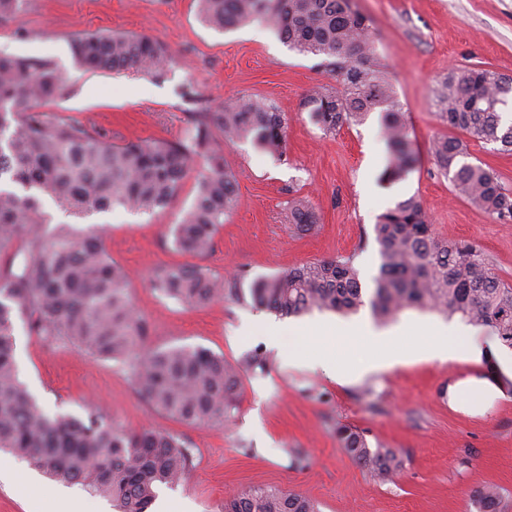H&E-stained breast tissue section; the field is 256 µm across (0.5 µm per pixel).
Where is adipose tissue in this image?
Returning <instances> with one entry per match:
<instances>
[{
  "label": "adipose tissue",
  "mask_w": 512,
  "mask_h": 512,
  "mask_svg": "<svg viewBox=\"0 0 512 512\" xmlns=\"http://www.w3.org/2000/svg\"><path fill=\"white\" fill-rule=\"evenodd\" d=\"M305 332L313 339L327 345L334 346L342 352L359 347L364 344L383 346V353L368 363L371 371H380L393 367L400 362L401 356L390 351L389 346L396 336L395 331H381L375 329L369 321H360L344 330H337L335 323L330 321H315L307 325ZM418 345L427 349L429 353L437 357H449L456 351H463L471 359L482 357L485 350L494 348L495 343L490 339H478L472 336L466 337L463 343H456L453 336L447 331L434 328L427 324L418 325L416 328ZM340 356L324 354L311 360V367L320 369L327 376L337 379H346L353 376L355 369Z\"/></svg>",
  "instance_id": "ef3b65f1"
}]
</instances>
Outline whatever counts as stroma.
Returning a JSON list of instances; mask_svg holds the SVG:
<instances>
[{
    "label": "stroma",
    "instance_id": "stroma-1",
    "mask_svg": "<svg viewBox=\"0 0 512 512\" xmlns=\"http://www.w3.org/2000/svg\"><path fill=\"white\" fill-rule=\"evenodd\" d=\"M352 7L371 24L375 53L418 155L408 177L390 185L379 182L387 148L378 113L333 133L311 123L306 95L340 84L317 57L290 48L261 23L209 28L196 0H26L23 12L0 19V54L46 59L63 76L65 95L41 104V111L81 122L113 143L181 138L193 110L181 95L186 82L215 107L240 96L267 98L287 122L282 160L215 135L224 165L237 179L238 206L206 255L177 251L172 243V226L192 206L205 169L200 159L164 209H116L89 218L129 275L128 293L150 326L146 348L203 347L232 363L256 347L267 354L265 373H243L231 425L176 419L138 393L121 362L67 342L47 345L25 324L16 326L19 375L47 413L83 416L94 405L111 423L163 430L194 448L195 467L178 485L160 489L152 512H224L227 493L250 485L299 492L320 512H478L472 492L487 483L502 490L500 512H512V366L504 362L511 349L478 364L419 354L372 372L365 365L376 349L364 345L347 354L357 373L339 381L308 367L325 347L305 336V317L281 319L270 342L264 328L252 324L263 310L250 299L189 309L152 288L154 272L173 264L203 267L226 286L244 289L261 275L351 255L363 288L373 290L379 266L373 226L411 196L421 200L433 232L478 244L491 272L512 286V224L457 197L430 153L433 140L453 133L439 117L438 91L448 71L480 65L512 78V0H352ZM89 33L152 37L173 62L159 79L84 69L71 46ZM464 143L467 161L489 165L512 193V155L492 142L468 137ZM296 200L313 211L317 232L289 223ZM359 316L380 330L404 327L394 341L399 348L416 345L415 324L445 321L419 308L404 310L389 324L374 320L367 308ZM467 376L502 390L478 415L448 404L449 384ZM344 425L364 431L369 444L398 452L403 468L395 482H374L357 465L336 436ZM0 466L13 474L0 479V512H44L68 490L12 453L0 451ZM17 477L34 483L19 491Z\"/></svg>",
    "mask_w": 512,
    "mask_h": 512
}]
</instances>
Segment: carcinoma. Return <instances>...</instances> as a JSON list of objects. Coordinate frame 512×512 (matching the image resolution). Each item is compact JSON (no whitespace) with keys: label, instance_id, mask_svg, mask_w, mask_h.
Listing matches in <instances>:
<instances>
[{"label":"carcinoma","instance_id":"1","mask_svg":"<svg viewBox=\"0 0 512 512\" xmlns=\"http://www.w3.org/2000/svg\"><path fill=\"white\" fill-rule=\"evenodd\" d=\"M197 5L214 29L260 22L300 52L322 57L320 66L342 90L320 88L307 95L312 121L333 132L377 110L388 151L384 176L401 180L412 170L417 155L404 112L374 53L367 20L351 0H197ZM72 53L90 70L137 69L154 77L164 76L170 63L168 50L146 36L89 34L73 43ZM64 88L50 61L0 55V448L51 478L110 498L116 512H150L157 490L179 484L192 470L193 450L166 432L128 430L93 412L85 419L45 413L19 378L16 322L49 345L67 339L102 359L121 361L133 371L142 396L193 423L232 422L242 371H263L268 360L259 348L235 363L201 347L143 350L148 324L131 302L127 275L107 253L103 237L70 224L48 230L45 200L80 218L115 208L153 213L166 207L191 164L202 158L207 173L172 234L179 250L205 255L238 197L212 131L221 130L227 143L249 141L281 159L286 122L265 98L239 97L213 107L189 83L184 96L198 101L200 111L183 138L114 144L79 122L34 110ZM510 95L512 81L489 69L455 68L439 91L440 118L511 152L512 124L504 125L498 112ZM431 154L457 196L512 223V194L491 169L463 161L461 139L438 138ZM288 220L307 231L316 224L314 213L300 203L291 207ZM373 230L380 264L370 299L353 257L339 256L251 280V302L284 316L315 309L351 314L368 303L386 320L411 307L425 308L457 315L512 348V288L490 271L478 245L434 234L415 197L382 213ZM152 287L192 308L243 298V289L224 287L200 266H167ZM337 436L373 479L387 482L401 472L394 449L373 448L364 433L349 427L339 428ZM473 498L479 512H499L498 486H480ZM224 512H318V507L292 490L249 486L224 500Z\"/></svg>","mask_w":512,"mask_h":512}]
</instances>
